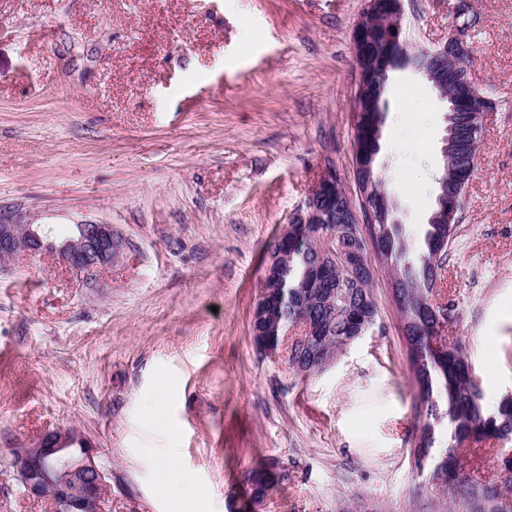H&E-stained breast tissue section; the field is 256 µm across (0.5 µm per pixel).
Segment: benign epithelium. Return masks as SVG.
Returning a JSON list of instances; mask_svg holds the SVG:
<instances>
[{
  "mask_svg": "<svg viewBox=\"0 0 512 512\" xmlns=\"http://www.w3.org/2000/svg\"><path fill=\"white\" fill-rule=\"evenodd\" d=\"M448 9L453 21L448 38L424 51L425 64L421 74L448 103L446 135L441 149L443 167L450 163H461V154L454 153V144L459 142L455 131V115L472 112L479 125H484L496 104L477 93V84L465 59L470 52L467 44L469 25L459 22L461 15H473V0H450ZM380 15L376 0H365V6L351 32V44L358 72L355 92L351 102V116L366 111L367 101L377 86L388 77V69H374L365 65L370 54V35ZM404 0H390L386 11L388 26L403 25ZM381 133H376L369 143L371 152L368 163L359 162L357 152H352L353 172L371 171L380 150ZM357 197L351 198L336 178V172L323 170L312 186L304 209L297 214L300 224H355L360 233H365L366 224H397L395 206L387 192L382 198L373 200L368 189L356 185ZM125 241L110 224H78L75 231L54 246L45 242L39 227L26 224L18 215L0 212V265L21 257H33L54 253L72 273L88 280L96 278L105 269L112 267L123 254ZM318 246L323 261L322 273L329 274L344 266L349 269L361 267L376 275L380 268L382 246L346 253L339 245L338 234L333 230L318 234ZM295 338L312 334L311 324H297L282 332L279 347L259 345L267 355L292 354ZM13 467L23 484L27 496L49 506V512H105V472L95 460L94 450L70 429L46 432L31 448L17 453Z\"/></svg>",
  "mask_w": 512,
  "mask_h": 512,
  "instance_id": "7a95c632",
  "label": "benign epithelium"
}]
</instances>
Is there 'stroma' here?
Masks as SVG:
<instances>
[{
  "instance_id": "stroma-1",
  "label": "stroma",
  "mask_w": 512,
  "mask_h": 512,
  "mask_svg": "<svg viewBox=\"0 0 512 512\" xmlns=\"http://www.w3.org/2000/svg\"><path fill=\"white\" fill-rule=\"evenodd\" d=\"M472 69L496 101L443 272L482 406L512 393V0H478ZM364 0H0V210L53 242L126 239L83 281L49 254L0 269V512L27 499L13 449L78 428L108 512H242V475L283 479L260 512H433L409 457L415 389L384 274L374 329L302 378L250 329L269 244L320 171L354 191L350 32ZM411 46L448 0H405ZM377 166L409 257L442 170L446 104L389 84ZM175 473L160 472L167 457ZM181 480L179 502L159 489Z\"/></svg>"
}]
</instances>
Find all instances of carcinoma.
<instances>
[{
	"label": "carcinoma",
	"instance_id": "cac0c4a2",
	"mask_svg": "<svg viewBox=\"0 0 512 512\" xmlns=\"http://www.w3.org/2000/svg\"><path fill=\"white\" fill-rule=\"evenodd\" d=\"M423 55L411 57L395 53V71H414ZM476 147H471L462 174L448 175V197L458 193L459 182L474 173ZM318 224H301L283 236L281 247L288 249V272L273 266L263 269L266 285L278 289L267 304L268 317L250 326L261 330L279 324L309 321L315 328L311 349L323 354H341L345 340L361 329L377 325L379 311L369 279L354 281L350 274L336 269L320 288H304L302 281L320 263L314 231ZM456 223L429 224L420 251L414 260L407 258L401 229H396L392 267L388 276L399 277L401 307L400 329L407 349L408 370L415 386V422L410 455L414 468L426 461L434 466L435 479L444 491L447 512H512V453L504 452L497 461L498 479H476L468 472L467 447L489 440H512V396L503 395L496 410H483L482 384L469 362L466 347L443 337L435 325V310L443 279V269ZM448 424V442L439 449L437 437ZM280 477L271 468L258 464L245 475L247 490L259 500L270 496Z\"/></svg>",
	"mask_w": 512,
	"mask_h": 512
}]
</instances>
